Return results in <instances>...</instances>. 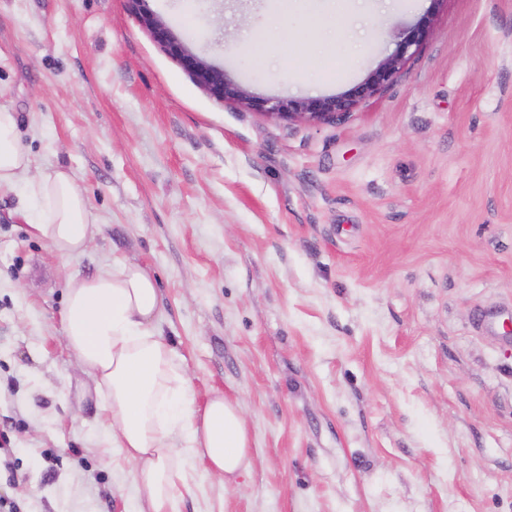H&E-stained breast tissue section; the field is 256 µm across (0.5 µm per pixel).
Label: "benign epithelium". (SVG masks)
I'll return each mask as SVG.
<instances>
[{
	"label": "benign epithelium",
	"instance_id": "benign-epithelium-1",
	"mask_svg": "<svg viewBox=\"0 0 512 512\" xmlns=\"http://www.w3.org/2000/svg\"><path fill=\"white\" fill-rule=\"evenodd\" d=\"M141 22L159 42L181 59L184 67L200 85L210 90L223 103L311 124L321 123L337 114L348 112L360 102L373 97L401 69L409 49L413 46L419 47L429 32V26L424 22L410 28L404 39L398 43L396 51L383 59L365 81L344 94L282 101L253 95L245 87L228 79L222 67L190 53L158 15L146 11L141 14Z\"/></svg>",
	"mask_w": 512,
	"mask_h": 512
}]
</instances>
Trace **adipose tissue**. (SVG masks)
<instances>
[{
	"label": "adipose tissue",
	"mask_w": 512,
	"mask_h": 512,
	"mask_svg": "<svg viewBox=\"0 0 512 512\" xmlns=\"http://www.w3.org/2000/svg\"><path fill=\"white\" fill-rule=\"evenodd\" d=\"M30 169L17 115L0 104V188L24 185L37 203L34 233L61 257L83 254L98 225L82 193L65 171ZM158 314L156 283L134 263L117 261L67 284L65 344L106 400L104 428L132 465L138 512H176L188 487L182 457L229 484L249 466L238 405L217 394L196 406L173 349L153 331Z\"/></svg>",
	"instance_id": "ef3b65f1"
}]
</instances>
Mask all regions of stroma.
<instances>
[{"mask_svg": "<svg viewBox=\"0 0 512 512\" xmlns=\"http://www.w3.org/2000/svg\"><path fill=\"white\" fill-rule=\"evenodd\" d=\"M267 4L145 2L261 97L342 94L430 31L310 124L224 105L130 0H0V103L100 226L60 257L0 189V499L19 512L136 508L63 338L67 281L115 260L154 277L197 404L222 392L247 422L249 471L187 463L178 512H512V0H371L327 71L308 54L324 14L255 56Z\"/></svg>", "mask_w": 512, "mask_h": 512, "instance_id": "35a3bbf8", "label": "stroma"}]
</instances>
